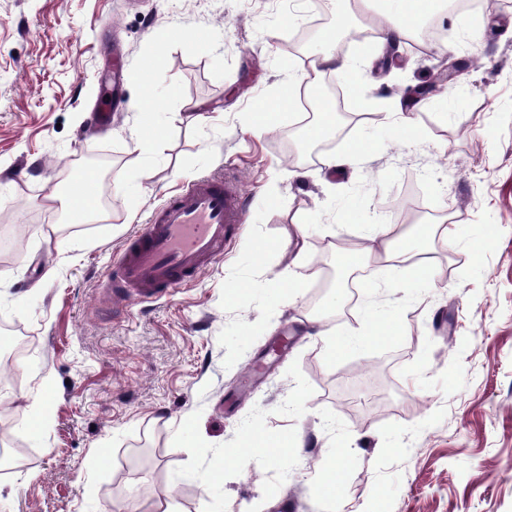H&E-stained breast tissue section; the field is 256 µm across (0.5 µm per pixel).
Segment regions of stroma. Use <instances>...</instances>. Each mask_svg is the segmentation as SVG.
Listing matches in <instances>:
<instances>
[{
  "instance_id": "1",
  "label": "stroma",
  "mask_w": 512,
  "mask_h": 512,
  "mask_svg": "<svg viewBox=\"0 0 512 512\" xmlns=\"http://www.w3.org/2000/svg\"><path fill=\"white\" fill-rule=\"evenodd\" d=\"M310 11L0 0V325L28 338L0 378L28 451L0 475V512H512V6L436 15L444 38L411 33L385 72L373 37L340 38L338 54L371 61L337 77L358 120L290 162L301 112L269 130L254 114L324 51ZM140 68L147 115L131 107L137 85L113 84ZM429 84L415 109L408 89ZM150 122L161 145L143 152ZM362 139L367 152L326 177L327 156ZM86 151L112 157V216L70 227L45 197ZM225 175L246 215L223 257L195 286L113 314L102 281L131 236L181 186ZM436 223L430 283L371 255L358 304L336 317L318 267L339 270L369 225ZM284 273L298 293L275 288ZM372 305L396 334L340 348L370 331ZM250 431L277 442L265 463ZM219 459L223 483L207 487Z\"/></svg>"
}]
</instances>
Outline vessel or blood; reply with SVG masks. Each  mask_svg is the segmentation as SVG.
<instances>
[{"label": "vessel or blood", "instance_id": "obj_1", "mask_svg": "<svg viewBox=\"0 0 512 512\" xmlns=\"http://www.w3.org/2000/svg\"><path fill=\"white\" fill-rule=\"evenodd\" d=\"M245 222V199L235 182L205 177L156 208L105 275L114 304L150 302L198 281Z\"/></svg>", "mask_w": 512, "mask_h": 512}]
</instances>
